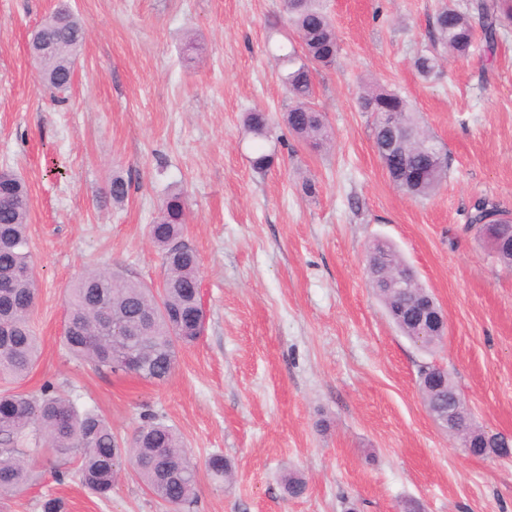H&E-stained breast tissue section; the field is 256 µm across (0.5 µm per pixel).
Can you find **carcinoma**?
<instances>
[{"label":"carcinoma","mask_w":512,"mask_h":512,"mask_svg":"<svg viewBox=\"0 0 512 512\" xmlns=\"http://www.w3.org/2000/svg\"><path fill=\"white\" fill-rule=\"evenodd\" d=\"M283 10L299 43L297 47H282L281 61L286 67L282 83L288 95L284 121L306 145L326 150L331 146L332 134L312 99L318 68L334 64L339 53L336 31L320 0H283ZM506 21H512V0H473L463 10L445 2L434 15L432 36L449 55L459 58L471 54L479 36L483 51L491 56ZM36 35L43 46L57 52L55 64L48 67L40 56H32L41 80L57 90L69 89L74 59L87 35L85 22L69 9H56L40 24ZM414 67L427 78L435 73L438 57L421 55L414 60ZM393 96L400 105L396 121L411 134L397 143L401 151L398 169H388V176L403 193L430 197L447 179L448 154L407 101L396 92ZM243 123L253 138L250 164L263 171L273 161L266 145L271 135L270 117L255 109L245 113ZM391 134L388 124L374 118L375 147L383 148ZM425 168L428 172L421 182H411L399 173L401 169ZM130 188L129 181L114 175L103 187V199L120 205L127 200ZM508 215L494 202L478 198L471 206L468 227L483 237L484 225H501L504 240L490 249L500 264L511 269L512 222ZM29 220V193L23 178L13 170H0V380L5 381L27 376L39 357L31 325L38 286ZM187 220L183 197L173 193L163 201L150 226V239L163 260L158 287L136 281L119 269L89 268L67 289L63 336L68 353L95 370L127 374L131 371L124 368L126 354L149 350L151 359L131 373L153 383L170 377L179 349L194 344L203 331L198 324V319L204 317L199 293L200 261L196 250L185 241ZM378 267L396 273L408 269V264L388 241L381 247H369V284L393 323L408 336L410 327L395 313L400 299L378 282ZM456 393L458 388L450 378L441 391L429 394V404L446 405L448 397ZM457 420L460 426L477 432L473 450L483 453L485 431L473 423L469 414H459ZM42 452L75 461L82 485L100 497L112 492L123 459L133 464V471L147 490L176 512L193 503L196 495L198 468L178 431L156 415H144L131 437L121 441L101 413L57 395L49 383L38 395L0 390V498L30 485L28 460ZM207 470L213 479L223 481L231 475V464L215 454L208 459ZM283 488L288 496L299 497L306 481L302 475L289 472L283 477Z\"/></svg>","instance_id":"carcinoma-1"}]
</instances>
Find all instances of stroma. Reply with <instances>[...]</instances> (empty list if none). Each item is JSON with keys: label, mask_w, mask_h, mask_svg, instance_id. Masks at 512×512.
I'll return each instance as SVG.
<instances>
[{"label": "stroma", "mask_w": 512, "mask_h": 512, "mask_svg": "<svg viewBox=\"0 0 512 512\" xmlns=\"http://www.w3.org/2000/svg\"><path fill=\"white\" fill-rule=\"evenodd\" d=\"M67 2L88 34L60 92L28 52L57 0H0V168L29 188L39 289L41 355L14 390L51 383L122 437L147 413L174 425L199 472L183 512H397L409 499L425 512H512V458L468 455L431 420L418 385L422 365H444L475 423L512 437V270L467 228L477 198L512 212V24L493 58L454 60L431 38L442 0H322L341 50L315 81L333 133L318 154L282 120V0ZM431 52L439 74L426 80L413 62ZM365 84L406 98L447 151L433 197L409 198L390 181L374 115L359 108ZM255 106L274 120L263 173L242 124ZM115 172L132 184L128 199L96 202ZM176 192L200 259L202 335L159 384L68 357L67 286L89 266L157 285L149 226ZM378 239L398 247L445 311L434 351L402 335L369 287ZM216 453L230 481L209 475ZM31 466L32 485L0 499V512H41L47 496L67 512H167L132 472L100 498L77 475L57 480L49 456ZM289 469L307 482L300 497L283 490Z\"/></svg>", "instance_id": "stroma-1"}]
</instances>
